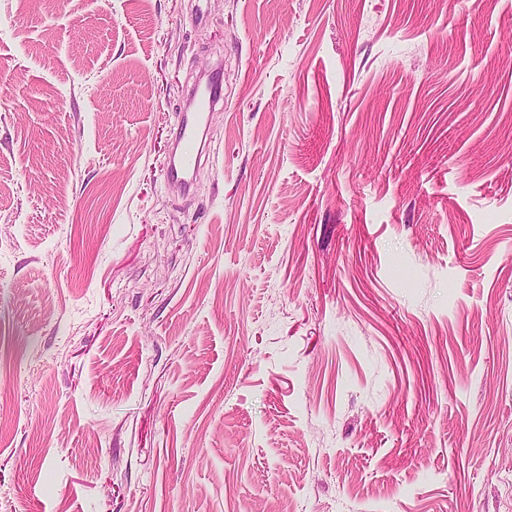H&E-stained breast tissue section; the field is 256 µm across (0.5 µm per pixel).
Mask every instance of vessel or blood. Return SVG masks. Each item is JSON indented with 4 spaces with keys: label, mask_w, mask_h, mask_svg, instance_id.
<instances>
[{
    "label": "vessel or blood",
    "mask_w": 512,
    "mask_h": 512,
    "mask_svg": "<svg viewBox=\"0 0 512 512\" xmlns=\"http://www.w3.org/2000/svg\"><path fill=\"white\" fill-rule=\"evenodd\" d=\"M222 74L214 72L206 82L195 84L189 92L192 111L180 112L174 135V150L166 166V177L182 188H190L205 154L204 115L221 99Z\"/></svg>",
    "instance_id": "obj_1"
}]
</instances>
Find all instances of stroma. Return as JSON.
I'll return each mask as SVG.
<instances>
[{"label": "stroma", "instance_id": "obj_1", "mask_svg": "<svg viewBox=\"0 0 512 512\" xmlns=\"http://www.w3.org/2000/svg\"><path fill=\"white\" fill-rule=\"evenodd\" d=\"M0 512H512V0H0ZM222 71L217 69L205 83L195 84L189 92V104L194 112L178 114L174 135V150L166 166V177L189 191L206 155L203 128L205 112H212L221 99Z\"/></svg>", "mask_w": 512, "mask_h": 512}]
</instances>
